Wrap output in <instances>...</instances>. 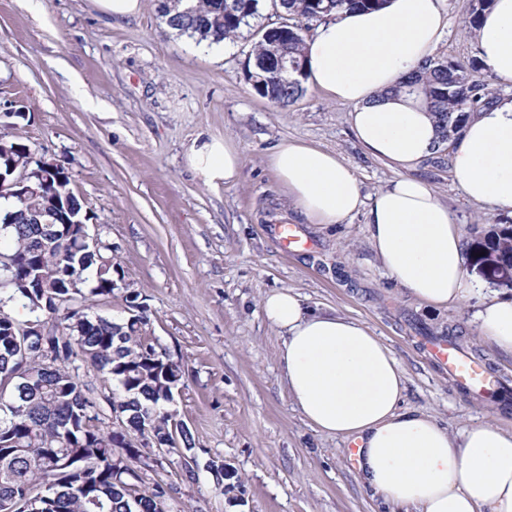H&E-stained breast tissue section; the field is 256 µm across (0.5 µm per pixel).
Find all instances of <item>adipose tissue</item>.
<instances>
[{
	"label": "adipose tissue",
	"instance_id": "obj_1",
	"mask_svg": "<svg viewBox=\"0 0 512 512\" xmlns=\"http://www.w3.org/2000/svg\"><path fill=\"white\" fill-rule=\"evenodd\" d=\"M448 21L440 0H387L320 24L307 41L306 82L351 106L352 133L398 172L366 196L353 167L334 152L299 142L268 155L288 206L312 224L342 223L368 211V240L402 292L434 310L466 304L468 241L427 181L412 174L431 156L436 124L396 87L432 57ZM473 36L485 74L512 86V0H494ZM187 166L208 185L237 179L240 153L227 139L192 142ZM465 196L512 216V96L471 115L452 152ZM263 316L281 337L288 395L317 432L359 440L358 472L391 512H512V432L486 421L457 433L402 406L404 370L392 349L360 320L312 308L284 288L266 293ZM479 337L512 356V296L484 298Z\"/></svg>",
	"mask_w": 512,
	"mask_h": 512
}]
</instances>
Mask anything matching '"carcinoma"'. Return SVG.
Instances as JSON below:
<instances>
[{
  "mask_svg": "<svg viewBox=\"0 0 512 512\" xmlns=\"http://www.w3.org/2000/svg\"><path fill=\"white\" fill-rule=\"evenodd\" d=\"M260 0H192V9L175 12L165 0L159 18L169 28L198 40L221 42L243 37L241 28L259 15ZM288 17L276 27H258L257 41L243 68V79L258 96L286 106L304 93L303 83L275 77L261 69L275 48L288 64L304 70V48L315 26L348 9L373 10L386 0H271ZM493 0H473L465 25L473 30ZM224 8V21L218 20ZM430 112L440 142L459 139L469 116L493 103L494 91L480 75L479 61L429 59L397 88ZM10 149L0 166L17 163L30 177L44 170L32 148L1 137ZM41 194L8 201L0 213L13 223L0 224V512H159L167 491L160 482L145 487L141 471L150 468L128 438L148 437L166 445L173 414L167 395L182 376L146 335L150 323L140 291L112 287L120 264L102 249L88 252L78 230L32 224L34 215L52 209L53 201L74 195L70 177L48 175ZM469 263L512 265V222L499 219L477 233L468 246ZM35 282L23 288L19 270ZM118 295L136 306L135 314L115 322L89 314L95 298ZM21 304L29 319L45 324L34 336L11 335L23 324L6 307ZM82 361L115 380L122 396L109 400L122 427L102 418L99 405L83 384L76 362Z\"/></svg>",
  "mask_w": 512,
  "mask_h": 512,
  "instance_id": "obj_1",
  "label": "carcinoma"
}]
</instances>
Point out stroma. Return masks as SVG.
Segmentation results:
<instances>
[{
	"instance_id": "35a3bbf8",
	"label": "stroma",
	"mask_w": 512,
	"mask_h": 512,
	"mask_svg": "<svg viewBox=\"0 0 512 512\" xmlns=\"http://www.w3.org/2000/svg\"><path fill=\"white\" fill-rule=\"evenodd\" d=\"M441 5L448 26L435 57H476L464 28L471 0ZM158 10L159 0H143L137 18L116 24L94 0H0V134L66 169L91 237L143 293L160 349L183 363L169 408L192 448L144 474L165 485L169 512H384L359 479L350 442L315 432L288 397L281 338L260 306L280 288L381 336L405 371L404 408L453 432L484 421L512 432V357L482 345L472 308L430 310L396 288L371 249L365 212L324 227L286 203L267 164L284 140L336 152L364 194L395 178L354 139L350 105L311 86L293 105L273 104L242 79L249 41L203 49L161 24ZM201 135L237 144L236 181L212 187L186 166ZM417 174L466 237L487 228L492 215L465 198L449 151ZM280 224L299 246L282 247ZM433 338L475 350L504 391L466 395L429 355ZM212 462L236 470V492L216 487Z\"/></svg>"
}]
</instances>
